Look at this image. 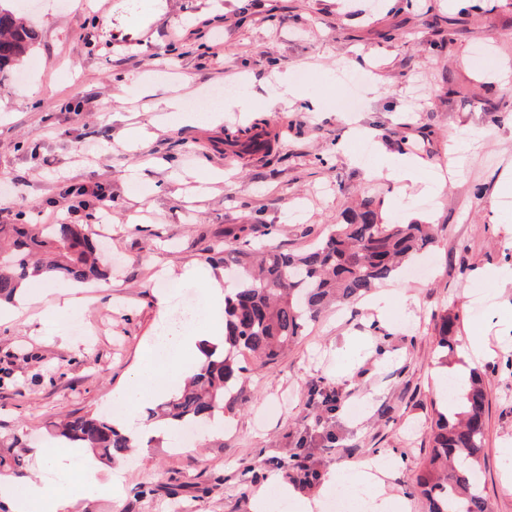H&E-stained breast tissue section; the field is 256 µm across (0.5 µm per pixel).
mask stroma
I'll list each match as a JSON object with an SVG mask.
<instances>
[{
  "label": "stroma",
  "mask_w": 512,
  "mask_h": 512,
  "mask_svg": "<svg viewBox=\"0 0 512 512\" xmlns=\"http://www.w3.org/2000/svg\"><path fill=\"white\" fill-rule=\"evenodd\" d=\"M39 37L15 78L0 85V224L21 206L33 221L57 213L73 224L109 225L107 280L64 289L77 309L61 337L32 330L50 310L0 305V433L24 431L35 449L64 444L47 426L66 414L110 416L113 390L131 381L142 342L159 321L161 267L201 264L234 224H274V245L307 249L363 193L376 195L386 223L436 224V241L413 262V282L390 281L388 325L360 305L310 324L276 363H247L250 402L199 427L192 442H153L98 467L100 492L71 489L83 461L62 472L27 465L26 478L69 493L65 512H253L271 475L292 482L299 462L319 473L339 463L385 457L405 512H424L414 487L430 447L435 325L457 319L459 335L489 337L498 355L476 363L488 410L480 474L490 512H512V284L474 277L512 266V205L501 192L512 170V0H6ZM355 59L364 78L359 106L344 112L336 64ZM296 76L320 112L271 107L276 73ZM244 82L247 113L216 126L163 123L153 106L171 98L199 107L216 90ZM257 117L281 137L255 154L233 152L225 130ZM146 128L143 147L124 143ZM419 145L421 181L380 177L387 155ZM142 170V182L129 180ZM70 185L92 210L72 211ZM107 197L95 204L96 193ZM416 294L405 310L401 292ZM352 359L351 378L339 369ZM334 388L333 412L310 402V385ZM326 416L330 447L296 443Z\"/></svg>",
  "instance_id": "stroma-1"
}]
</instances>
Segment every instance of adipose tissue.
Returning a JSON list of instances; mask_svg holds the SVG:
<instances>
[{
    "label": "adipose tissue",
    "instance_id": "1",
    "mask_svg": "<svg viewBox=\"0 0 512 512\" xmlns=\"http://www.w3.org/2000/svg\"><path fill=\"white\" fill-rule=\"evenodd\" d=\"M223 336V325H204L195 319L180 322L165 334L150 336L132 381L112 395L114 426L131 434L142 446L153 439L174 438V425L162 421L143 423L141 412L155 399L175 396L188 374L187 364H200L204 344L219 343ZM0 500L9 502L12 512H37L41 506L60 512L66 504L65 498L53 495L45 485L30 482L21 486L5 475H0Z\"/></svg>",
    "mask_w": 512,
    "mask_h": 512
}]
</instances>
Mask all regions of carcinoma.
I'll list each match as a JSON object with an SVG mask.
<instances>
[{
    "label": "carcinoma",
    "mask_w": 512,
    "mask_h": 512,
    "mask_svg": "<svg viewBox=\"0 0 512 512\" xmlns=\"http://www.w3.org/2000/svg\"><path fill=\"white\" fill-rule=\"evenodd\" d=\"M38 37L34 27L0 7V83L14 73ZM87 229L86 224L67 222L0 224V300L14 299L33 274H45L62 284L107 279L103 244L92 240ZM255 230L254 224L229 229L224 249L207 257L235 275L236 285L224 297V341L203 351L205 362L185 380L180 393L147 410L148 419L182 425L245 404L250 395L240 356L249 353L266 364L275 362L329 307L358 302L435 240L431 224L384 223L380 202L367 195L316 245L302 252L234 245ZM456 321L445 315L436 324L442 365L448 364V354L457 343ZM453 397L460 411L451 421L435 410L432 448L415 488L425 499L427 512H487L483 487L473 483L483 452L487 405L482 374L472 372L468 381L456 385ZM53 436L69 448H88L111 462L133 447L112 423L89 412L54 426ZM30 451L22 434L0 436V473L24 476ZM296 458L295 453L281 466L298 468V487L317 481L318 472L297 467Z\"/></svg>",
    "instance_id": "cac0c4a2"
}]
</instances>
